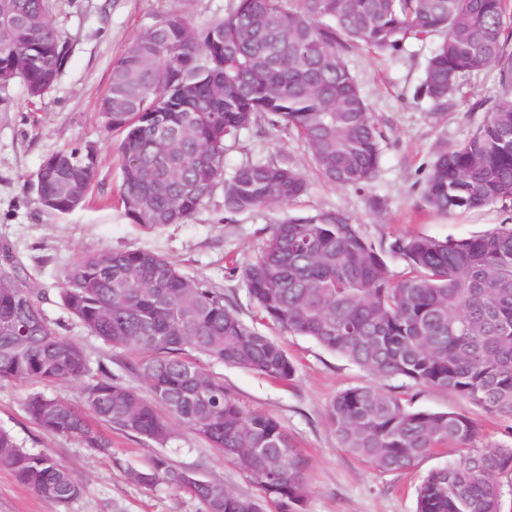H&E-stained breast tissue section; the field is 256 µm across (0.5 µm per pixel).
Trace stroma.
<instances>
[{"instance_id": "stroma-1", "label": "stroma", "mask_w": 512, "mask_h": 512, "mask_svg": "<svg viewBox=\"0 0 512 512\" xmlns=\"http://www.w3.org/2000/svg\"><path fill=\"white\" fill-rule=\"evenodd\" d=\"M235 4L236 0H51L53 20L69 44L65 67L41 98H31L19 82L0 90V268H17L26 277L51 327L85 351L92 369L107 370L116 381L143 393L146 384L130 371L135 356L89 336L64 309L59 299L63 273L81 256L100 250L150 251L176 262L186 276L223 293L241 319L278 342L292 362L295 375L285 383L210 361L205 367L242 407L271 415L288 433L306 463L309 494L304 512H415L416 486L428 471L454 458L453 447L405 471H378L340 448L328 413L337 392L373 385L414 409L467 416L476 422L485 443L512 445V421L488 414L452 392L375 377L311 338L282 333L260 320L231 265L254 259L282 218L321 210L346 213L378 246L415 235L462 238L497 227L503 219L499 205L448 217L425 208L421 192L440 148L467 139L483 122L485 105L503 90L493 74L475 75L464 79L447 109L440 110L422 91L437 38L406 40L395 57L351 49L348 65L382 133L380 169L367 187L341 188L325 181L296 133L263 123L243 133L226 152L225 174L246 161L286 158L304 168L308 189L302 197L221 224L217 217L224 210V186L219 183L188 223L143 229L132 224L113 200L121 177L119 158L105 140L100 112L112 64L158 18L183 14L199 32ZM73 145L98 150L91 195L70 213L45 211L34 204L27 183L47 156ZM39 388L36 382L0 380V429L24 449L70 468L84 490L61 507L0 468V512H202L201 504L187 494L128 480L127 469L148 466L157 453L152 441L112 430V453L106 456L76 438L44 432L24 409L26 396ZM170 446L175 465L223 482L235 493L257 496L245 472L201 438L182 430Z\"/></svg>"}]
</instances>
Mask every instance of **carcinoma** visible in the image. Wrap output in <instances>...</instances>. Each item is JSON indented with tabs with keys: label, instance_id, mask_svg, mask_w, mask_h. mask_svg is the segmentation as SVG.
I'll use <instances>...</instances> for the list:
<instances>
[{
	"label": "carcinoma",
	"instance_id": "obj_1",
	"mask_svg": "<svg viewBox=\"0 0 512 512\" xmlns=\"http://www.w3.org/2000/svg\"><path fill=\"white\" fill-rule=\"evenodd\" d=\"M509 0H237L195 32L180 14L156 20L114 62L101 102L106 132H119L122 178L116 201L145 230L185 224L224 180V217L286 205L307 190L288 160H254L224 178L226 143L261 119L304 140L317 173L361 189L381 160V134L345 53L365 46L392 54L403 41L438 34L424 95L438 105L460 81L494 71L504 95L460 145L437 155L421 199L444 215L498 204L512 210V14ZM50 0H0V89L16 80L40 97L68 60ZM97 152L71 147L47 156L34 203L67 214L87 198ZM389 253L407 273L389 275L385 254L336 211L287 217L259 257L239 270L261 318L307 336L380 378L456 393L512 421V224L468 238L395 239ZM0 379L54 384L91 376L78 407L43 391L24 402L46 432L80 439L100 453L112 441L99 426L164 448L182 428L236 462L261 493L240 496L161 451L128 479L163 485L203 512H303L306 463L272 416L246 410L197 356L289 381L282 347L246 324L224 294L147 251L90 253L64 274L60 300L88 332L133 353L149 395L91 374L83 349L48 323L31 285L0 269ZM336 439L379 471L410 468L444 445L454 460L416 488V512H504L512 445H476L479 428L455 412L411 409L374 386L351 387L329 405ZM0 466L59 505L83 485L52 458L20 447L0 429Z\"/></svg>",
	"mask_w": 512,
	"mask_h": 512
}]
</instances>
